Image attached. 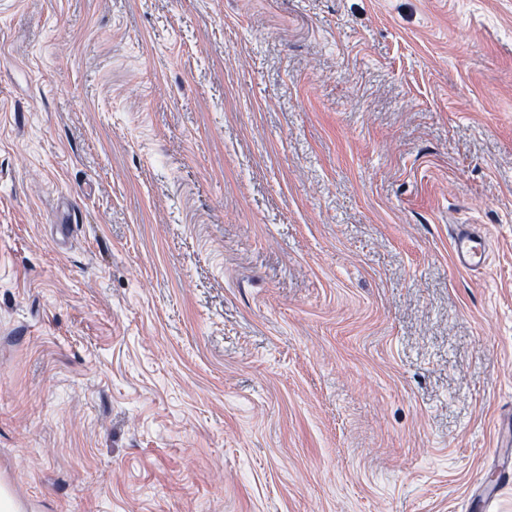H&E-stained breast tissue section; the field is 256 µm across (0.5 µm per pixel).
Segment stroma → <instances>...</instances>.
Instances as JSON below:
<instances>
[{
    "instance_id": "obj_1",
    "label": "stroma",
    "mask_w": 512,
    "mask_h": 512,
    "mask_svg": "<svg viewBox=\"0 0 512 512\" xmlns=\"http://www.w3.org/2000/svg\"><path fill=\"white\" fill-rule=\"evenodd\" d=\"M508 416L512 0H0L21 512H469ZM452 252L458 268L465 271L483 268L488 259L486 235L473 225L461 224L452 234Z\"/></svg>"
}]
</instances>
